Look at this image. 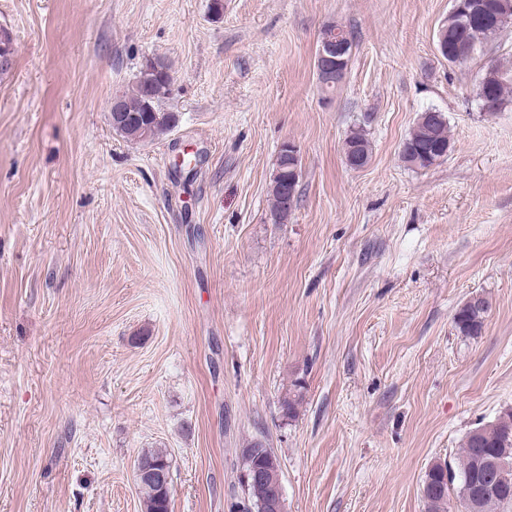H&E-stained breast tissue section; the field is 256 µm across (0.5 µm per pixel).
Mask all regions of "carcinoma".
Wrapping results in <instances>:
<instances>
[{
    "mask_svg": "<svg viewBox=\"0 0 512 512\" xmlns=\"http://www.w3.org/2000/svg\"><path fill=\"white\" fill-rule=\"evenodd\" d=\"M446 29L448 41L461 42L472 52L477 46L500 32L494 24L479 18L461 19L448 15ZM153 93L154 108L162 111V102L170 88L161 75L150 73L145 80H136L128 92L121 95L125 110L142 114L145 111L148 93ZM490 98L492 106L486 112L493 114L502 110L512 97V70L494 65L485 87L479 89L478 98ZM352 146L361 159V165L368 164L372 149L367 134L362 128H353L344 140V146ZM450 137L448 120L442 115L437 120L422 112L420 119L401 145V157L405 163L416 169H427L438 152L449 150ZM299 182L286 183L275 179L271 189V220L282 223V216L291 211L296 198ZM489 303L479 295L469 299L456 311L453 322L463 336L474 337L482 333ZM493 459L508 462L506 477L499 478L502 491L480 499L477 512H512V411L505 412L492 423L483 425L466 436L460 456L453 463L431 465L423 480L425 512H448V495L453 491L459 502H464L469 484L474 477H482L490 471ZM171 499L164 498L152 490L141 492L143 512H170Z\"/></svg>",
    "mask_w": 512,
    "mask_h": 512,
    "instance_id": "obj_1",
    "label": "carcinoma"
}]
</instances>
